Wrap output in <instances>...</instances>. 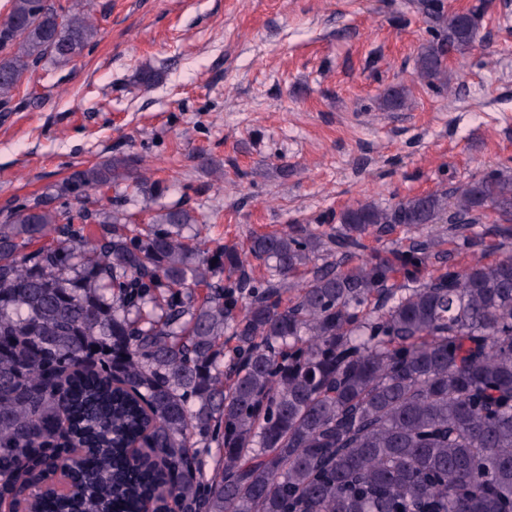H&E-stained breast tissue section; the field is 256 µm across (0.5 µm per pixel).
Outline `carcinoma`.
<instances>
[{
    "label": "carcinoma",
    "mask_w": 512,
    "mask_h": 512,
    "mask_svg": "<svg viewBox=\"0 0 512 512\" xmlns=\"http://www.w3.org/2000/svg\"><path fill=\"white\" fill-rule=\"evenodd\" d=\"M8 2L5 107L42 62L66 65L98 36L89 0ZM417 9L440 27L417 75L443 87L478 15ZM408 100L392 88L381 106ZM140 162L75 169L55 185L75 211L38 199L0 213V482L65 456L68 419L88 473L78 501L33 504L43 512H137L158 488L161 512H512V167L213 246L183 206L148 229L117 204L84 206L92 190L152 194ZM490 210L487 260L473 228ZM443 216L448 238L414 235ZM398 227L407 243L367 244ZM135 441L163 466L124 471Z\"/></svg>",
    "instance_id": "1"
}]
</instances>
